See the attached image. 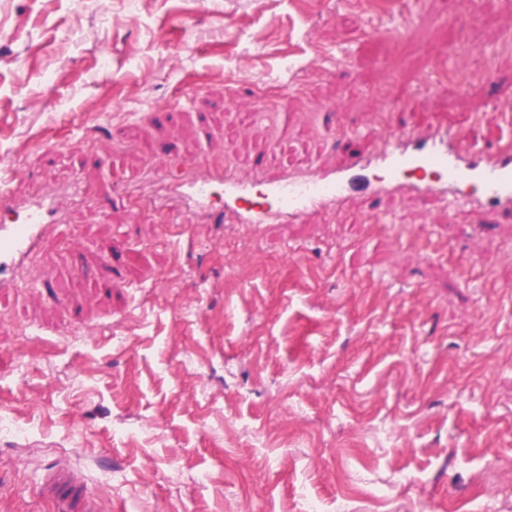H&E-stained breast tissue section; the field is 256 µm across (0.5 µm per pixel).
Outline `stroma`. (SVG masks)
I'll list each match as a JSON object with an SVG mask.
<instances>
[{
  "label": "stroma",
  "instance_id": "stroma-1",
  "mask_svg": "<svg viewBox=\"0 0 512 512\" xmlns=\"http://www.w3.org/2000/svg\"><path fill=\"white\" fill-rule=\"evenodd\" d=\"M415 2L0 0V201L64 212L0 291V512H54L55 465L101 512H512V216L158 190L507 136L512 0L374 37Z\"/></svg>",
  "mask_w": 512,
  "mask_h": 512
}]
</instances>
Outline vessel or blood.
Here are the masks:
<instances>
[{"instance_id":"obj_1","label":"vessel or blood","mask_w":512,"mask_h":512,"mask_svg":"<svg viewBox=\"0 0 512 512\" xmlns=\"http://www.w3.org/2000/svg\"><path fill=\"white\" fill-rule=\"evenodd\" d=\"M467 137L461 132H447L418 137L402 131L382 138L381 151L374 165L385 171L381 190L399 184L405 171L435 172L434 180L420 181L418 192L439 193L456 201H466L465 185L480 182L486 191L485 204L512 208V145L503 143L484 159L464 156L462 148ZM362 159H353L345 170L331 173H312L306 188L293 186L288 179L272 186L271 191L280 199L278 207L251 199L247 185L233 176H225L228 190L227 203L233 207L239 223L281 224L315 209L332 210L346 191L354 188L356 172L363 168ZM29 221L25 224H0V267L9 268L15 258L30 250L51 223L53 210L43 201L30 206ZM42 493L52 502L57 512H99L95 499L84 481L69 469L59 466L45 476Z\"/></svg>"}]
</instances>
